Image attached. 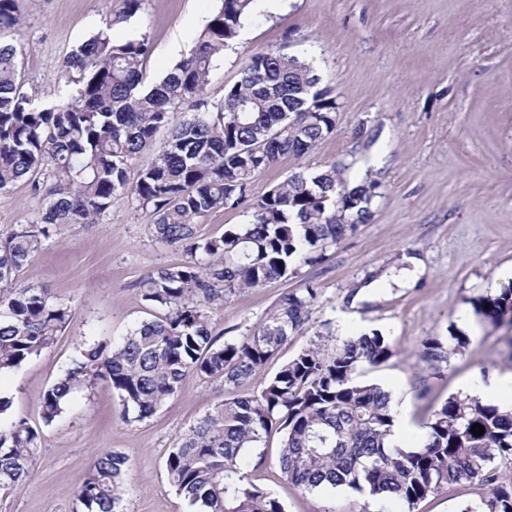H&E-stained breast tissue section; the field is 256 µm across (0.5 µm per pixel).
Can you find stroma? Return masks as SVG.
<instances>
[{
    "label": "stroma",
    "mask_w": 512,
    "mask_h": 512,
    "mask_svg": "<svg viewBox=\"0 0 512 512\" xmlns=\"http://www.w3.org/2000/svg\"><path fill=\"white\" fill-rule=\"evenodd\" d=\"M218 0H144L138 14L112 29L124 40L146 35L152 52L147 83L161 80L185 56ZM122 0H19L17 34L23 92L52 103L70 87L63 57L95 34ZM257 15L219 56L210 100L224 97L255 52L303 54L338 103L334 131L302 158L287 156L257 176L246 199L255 205L295 171L337 164L353 184L378 185L371 219L296 277L229 295L212 317L223 341L252 334L288 290L313 288L310 321L267 365L276 372L314 337L326 349L360 333L387 336L395 355L369 379H382L424 413L457 394L474 371L512 372L503 355L512 327L477 324L452 370L430 374L417 354L429 336L461 334L474 301L512 285V0H257ZM41 203L31 182L0 194V239L32 218ZM421 258L425 274L386 282L402 253ZM181 250L157 240L152 219L133 198L113 204L99 223L61 229L16 281L70 307L72 319L52 348L0 376L8 416L38 427L41 447L27 484L0 492V512H77L76 493L95 452L126 459L124 512H194L169 485L170 448L228 398L221 380L188 375L156 413L126 422L105 382L79 393L52 425L41 420L43 395L79 358L84 344L111 341L152 310L138 290L150 270L182 263ZM375 284L373 295L357 298ZM249 469L250 480L278 497L285 512H458L478 498L465 485L415 509L379 503L344 489L307 493L288 484L274 463Z\"/></svg>",
    "instance_id": "stroma-1"
}]
</instances>
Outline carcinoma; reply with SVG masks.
<instances>
[{"mask_svg":"<svg viewBox=\"0 0 512 512\" xmlns=\"http://www.w3.org/2000/svg\"><path fill=\"white\" fill-rule=\"evenodd\" d=\"M144 0H123L117 18L70 51L62 71L72 88L63 104L21 91L17 47L3 41L20 25L18 0H0V193L33 177L41 210L0 242V374L51 348L71 310L44 292L15 283L20 269L68 224H95L129 196L153 215L161 242L186 254L139 281L142 299L161 314L143 320L112 344L93 343L44 394L41 419L50 425L71 397L101 380L112 387L129 422L151 417L189 373L217 378L234 395L202 417L169 450L171 487L202 512H285L279 499L253 483L247 470L264 462L268 438L280 435L275 459L283 478L305 490L348 488L386 502L415 506L464 484L485 489L460 512H512V413L479 398L450 395L418 419L420 447L391 446L395 426L389 394L362 379L393 357L373 331L328 351L321 335L263 378L265 365L309 321L314 288L287 290L257 332L219 343L210 309L236 292L287 280L319 259L371 217L377 184L347 185L336 165L298 171L273 185L219 237H203L199 221L237 209L250 183L284 156L301 157L331 134L338 104L305 59L254 53L224 99L206 96L214 61L255 17L257 0H221L190 53L157 84L143 81L151 47L145 35L116 42L113 24L127 22ZM192 115L174 121L183 106ZM163 140L156 142L157 134ZM139 162L136 181L129 164ZM52 181L36 180L45 167ZM487 325H512V288L478 300ZM465 335L429 336L420 359L437 370L469 345ZM484 427L475 436L473 424ZM41 437L28 418L0 428V492L23 487ZM126 457L102 451L77 491L85 512H121Z\"/></svg>","mask_w":512,"mask_h":512,"instance_id":"carcinoma-1","label":"carcinoma"}]
</instances>
